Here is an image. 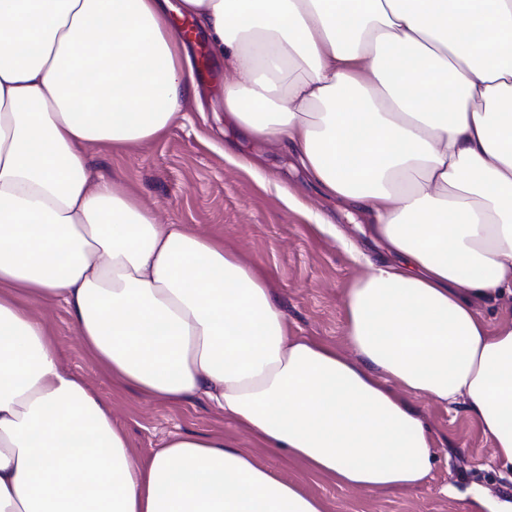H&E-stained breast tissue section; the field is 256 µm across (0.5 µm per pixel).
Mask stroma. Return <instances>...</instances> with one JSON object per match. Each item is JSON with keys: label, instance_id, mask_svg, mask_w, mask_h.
Returning <instances> with one entry per match:
<instances>
[{"label": "stroma", "instance_id": "obj_1", "mask_svg": "<svg viewBox=\"0 0 512 512\" xmlns=\"http://www.w3.org/2000/svg\"><path fill=\"white\" fill-rule=\"evenodd\" d=\"M190 78L199 98L185 106L164 136L121 152L91 148V172L120 181L162 223L224 238L264 274L294 335L350 355L344 341L345 293L369 269L354 263L345 245L362 246L375 260L387 256L370 239V216L321 193L290 146L242 139L225 124L224 63L218 57H209L206 69H192ZM290 196L295 205L287 204ZM320 214L330 218L335 232L318 226ZM36 311L51 325L64 367L111 405L113 420L140 457H149L174 433L218 432L250 447L249 437L204 397L167 404L113 383L90 362L63 309L40 305ZM418 408L438 441L427 485L347 490L281 457L266 454L262 460L284 478L307 486L323 501L325 512H485L476 502L480 493L512 503V473L494 467V444L466 405L443 408L422 401Z\"/></svg>", "mask_w": 512, "mask_h": 512}]
</instances>
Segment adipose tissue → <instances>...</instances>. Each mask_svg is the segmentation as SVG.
Instances as JSON below:
<instances>
[{
	"instance_id": "1",
	"label": "adipose tissue",
	"mask_w": 512,
	"mask_h": 512,
	"mask_svg": "<svg viewBox=\"0 0 512 512\" xmlns=\"http://www.w3.org/2000/svg\"><path fill=\"white\" fill-rule=\"evenodd\" d=\"M224 62V116L293 145L388 259L345 296L352 357L291 335L223 240L162 224L84 150L164 135L195 93L171 14ZM512 0H0V512H324L219 434L138 457L31 304L165 403L207 398L338 487L421 485L417 407L464 403L512 471Z\"/></svg>"
}]
</instances>
